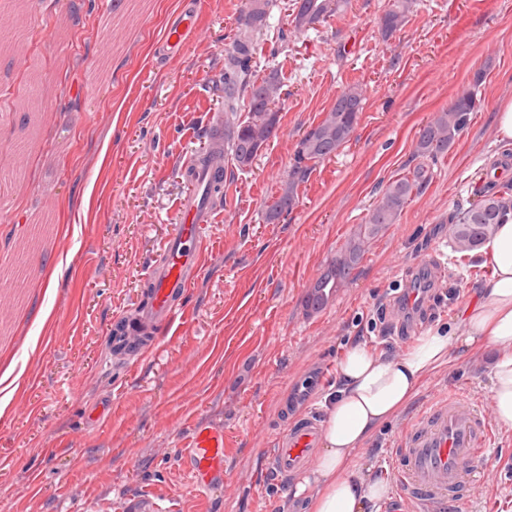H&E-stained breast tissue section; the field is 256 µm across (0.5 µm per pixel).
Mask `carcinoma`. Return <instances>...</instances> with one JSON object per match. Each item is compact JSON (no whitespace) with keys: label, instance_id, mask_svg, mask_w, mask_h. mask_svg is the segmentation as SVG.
<instances>
[{"label":"carcinoma","instance_id":"1","mask_svg":"<svg viewBox=\"0 0 512 512\" xmlns=\"http://www.w3.org/2000/svg\"><path fill=\"white\" fill-rule=\"evenodd\" d=\"M349 0H295L297 13L290 19L292 30L301 33L341 13ZM277 0H247L240 28L224 49V147L228 163L239 170L250 168L258 154L275 134L279 113L265 118L269 107L276 106L277 76L271 72L258 81L254 78L257 66L255 38L268 26V19ZM415 7V0H393L380 20L379 34L390 38L405 22ZM246 101V116L239 114V102ZM471 92L457 95L448 109L437 113L418 131L416 157L422 162L390 181L370 207L365 223L348 238L344 246L310 286L305 296L306 310L322 311L357 270L370 241L398 223L412 198L422 194L430 184L433 172L428 161L448 153L474 111ZM364 103L359 89L349 86L335 99L326 117L307 129L301 136L288 172L287 187L266 205L264 220L276 223L293 209L296 199L294 184L304 180L312 167L335 156L352 137ZM512 199V187L502 186L488 191L476 203L449 217L452 239L457 252L468 254L477 250L492 235L495 226L503 223L506 214L504 201Z\"/></svg>","mask_w":512,"mask_h":512}]
</instances>
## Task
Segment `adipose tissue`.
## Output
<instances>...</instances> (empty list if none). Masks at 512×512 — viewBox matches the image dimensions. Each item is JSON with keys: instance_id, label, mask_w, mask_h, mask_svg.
<instances>
[{"instance_id": "obj_1", "label": "adipose tissue", "mask_w": 512, "mask_h": 512, "mask_svg": "<svg viewBox=\"0 0 512 512\" xmlns=\"http://www.w3.org/2000/svg\"><path fill=\"white\" fill-rule=\"evenodd\" d=\"M479 258L492 275L480 298L460 312V335L432 329L393 357L365 342L342 351L336 364L340 388L327 402L319 446L294 485L300 512H366L387 494L384 478L355 475L353 458L429 375L448 364L452 349L489 355L493 418L500 433L512 435V221L496 226Z\"/></svg>"}]
</instances>
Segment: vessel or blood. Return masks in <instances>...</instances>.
I'll use <instances>...</instances> for the list:
<instances>
[{"instance_id":"obj_1","label":"vessel or blood","mask_w":512,"mask_h":512,"mask_svg":"<svg viewBox=\"0 0 512 512\" xmlns=\"http://www.w3.org/2000/svg\"><path fill=\"white\" fill-rule=\"evenodd\" d=\"M198 36L199 30L189 17H181L169 28L161 51L174 58ZM206 138V153L182 169L184 178L199 185L201 192L182 204L174 233L153 270L147 304L112 338L113 347L129 361H136L149 349L152 333L173 322L194 274L201 268L212 216L205 190L224 173L223 115L212 118ZM490 428L488 415L458 395L431 404L403 435L395 453L398 493L390 503L392 512H468L469 499L462 496L461 488L473 471L487 467ZM319 438L317 417L295 422L276 438L268 455L269 472L283 481L306 467ZM191 448L187 471L194 489L202 494L224 472V433L210 426L199 427Z\"/></svg>"}]
</instances>
